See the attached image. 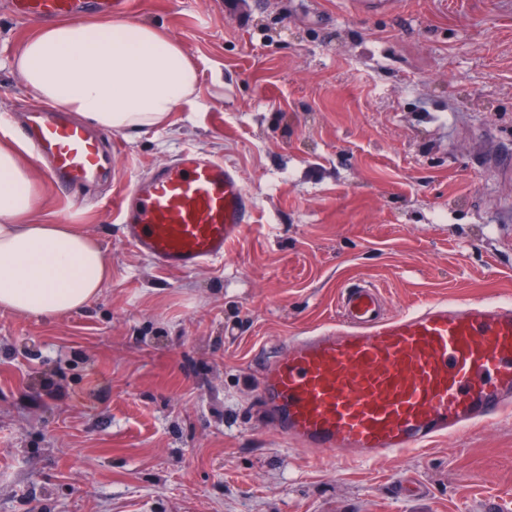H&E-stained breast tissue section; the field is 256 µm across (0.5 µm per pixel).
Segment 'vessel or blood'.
I'll return each mask as SVG.
<instances>
[{
  "label": "vessel or blood",
  "instance_id": "obj_1",
  "mask_svg": "<svg viewBox=\"0 0 512 512\" xmlns=\"http://www.w3.org/2000/svg\"><path fill=\"white\" fill-rule=\"evenodd\" d=\"M22 18H111L127 0H8ZM22 134L70 192L108 180L107 137L31 106ZM124 242L166 271L223 261L249 228L253 197L237 167L199 148L148 168L113 199ZM260 408L282 439L372 461L431 446L512 408V301L434 298L388 314L368 285L347 287L334 323L254 360Z\"/></svg>",
  "mask_w": 512,
  "mask_h": 512
}]
</instances>
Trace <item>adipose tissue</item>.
<instances>
[{"label": "adipose tissue", "mask_w": 512, "mask_h": 512, "mask_svg": "<svg viewBox=\"0 0 512 512\" xmlns=\"http://www.w3.org/2000/svg\"><path fill=\"white\" fill-rule=\"evenodd\" d=\"M41 102L105 131L138 134L193 106L200 72L173 37L127 18L37 27L12 58ZM36 184L19 148L0 144V311L57 317L100 296L111 267L96 240L36 216Z\"/></svg>", "instance_id": "obj_1"}]
</instances>
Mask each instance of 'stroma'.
<instances>
[{"mask_svg": "<svg viewBox=\"0 0 512 512\" xmlns=\"http://www.w3.org/2000/svg\"><path fill=\"white\" fill-rule=\"evenodd\" d=\"M198 64L194 106L113 133L115 185L187 146L256 201L223 262L163 271L112 211L37 209L92 235L112 277L83 310L0 313V512H512V409L381 461L279 439L251 362L373 284L389 312L512 294V0H133ZM35 21L0 6V115L28 91L8 63ZM421 492L402 497L398 483Z\"/></svg>", "mask_w": 512, "mask_h": 512, "instance_id": "35a3bbf8", "label": "stroma"}]
</instances>
